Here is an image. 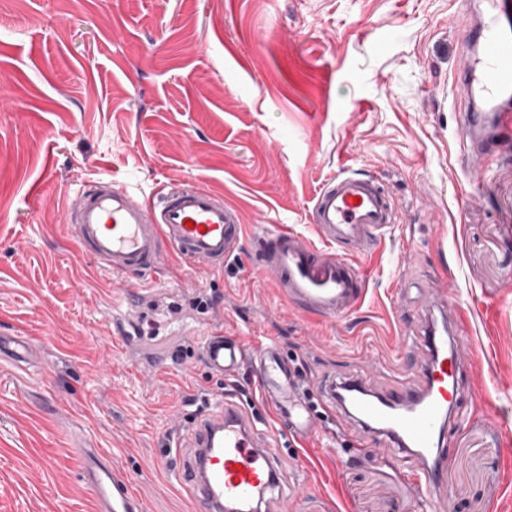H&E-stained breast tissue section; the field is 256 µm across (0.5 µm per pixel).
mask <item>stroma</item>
I'll list each match as a JSON object with an SVG mask.
<instances>
[{
	"instance_id": "stroma-1",
	"label": "stroma",
	"mask_w": 512,
	"mask_h": 512,
	"mask_svg": "<svg viewBox=\"0 0 512 512\" xmlns=\"http://www.w3.org/2000/svg\"><path fill=\"white\" fill-rule=\"evenodd\" d=\"M482 0H0V330L32 365L0 360V512H97L82 449L130 474L143 512H200L175 473L209 398L253 399L251 369L205 372L185 336L214 327L254 349L277 338L308 403L329 375L381 361L400 375L398 314L440 291L475 355L446 431L454 512H512V143L481 187L460 138L453 77ZM388 189L399 219L348 261L366 278L341 320L303 315L259 263L253 235L283 225L339 256L309 216L342 168ZM100 179L142 198L193 184L235 208L244 235L221 266L168 254L151 278L113 277L64 222L69 195ZM214 304L199 310L197 298ZM154 334L129 349L113 321ZM168 358L164 371L150 357ZM288 451L305 494L281 512H426L410 459L336 432L324 409Z\"/></svg>"
}]
</instances>
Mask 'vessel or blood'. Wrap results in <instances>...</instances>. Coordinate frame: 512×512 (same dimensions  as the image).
<instances>
[{
  "label": "vessel or blood",
  "instance_id": "obj_1",
  "mask_svg": "<svg viewBox=\"0 0 512 512\" xmlns=\"http://www.w3.org/2000/svg\"><path fill=\"white\" fill-rule=\"evenodd\" d=\"M487 21L465 29L473 51L457 72L456 85L473 101L461 120L463 136L477 155L495 148L485 138L489 124L512 126V0H491ZM322 237L337 246H370L395 223L390 197L369 176L342 170L316 194L310 211ZM65 222L81 250L115 275L149 277L161 255L173 251L201 266L223 263L234 255L242 230L237 212L205 188L180 185L148 202L112 180L70 197ZM261 265L278 288L304 315L341 319L365 293V278L347 260L325 259L288 229L263 228L256 237ZM442 299L430 297L412 318L401 321L400 341L408 353L406 367L419 382L402 378L382 394L372 393L363 378L324 379L322 400L354 422L364 447H386L417 459L412 483L431 512L452 504L434 461L440 438L458 406L461 371L471 355V341L448 334L433 316ZM208 372L217 379L236 376L257 364L259 397L276 419L295 432L314 427L308 406L288 392V368L275 339L248 352L235 336L211 331L201 345ZM192 457L182 484L202 512H257L303 493V484L284 485L287 457L277 439L256 438L249 414L229 400H210L190 433ZM83 479L93 490L98 512H143L130 490L132 479L110 459L83 449Z\"/></svg>",
  "mask_w": 512,
  "mask_h": 512
}]
</instances>
